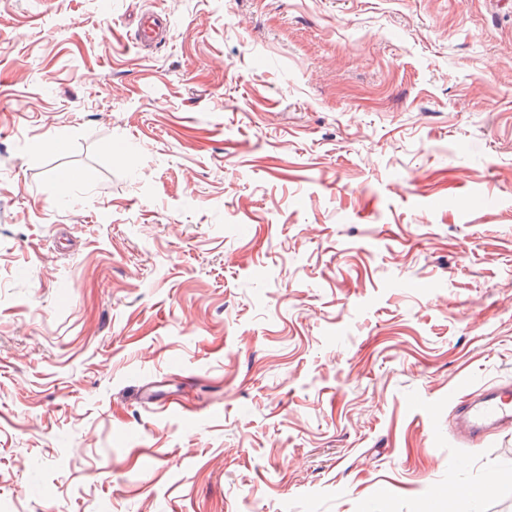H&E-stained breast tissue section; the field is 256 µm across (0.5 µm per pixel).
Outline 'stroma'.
<instances>
[{
    "mask_svg": "<svg viewBox=\"0 0 512 512\" xmlns=\"http://www.w3.org/2000/svg\"><path fill=\"white\" fill-rule=\"evenodd\" d=\"M505 382L512 0H0V512H512ZM154 13H142L137 23L135 42L138 46H147L165 38L166 24ZM503 425H512L511 385L507 384L491 390L478 406H467L459 422L464 437L479 442L489 429Z\"/></svg>",
    "mask_w": 512,
    "mask_h": 512,
    "instance_id": "stroma-1",
    "label": "stroma"
}]
</instances>
